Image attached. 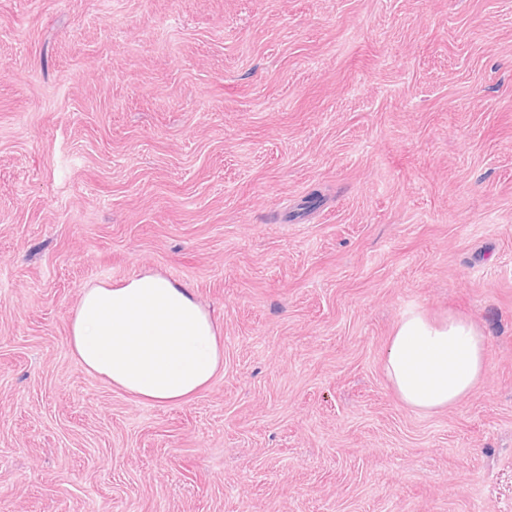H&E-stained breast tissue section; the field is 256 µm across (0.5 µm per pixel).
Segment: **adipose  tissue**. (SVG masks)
I'll return each instance as SVG.
<instances>
[{
  "mask_svg": "<svg viewBox=\"0 0 512 512\" xmlns=\"http://www.w3.org/2000/svg\"><path fill=\"white\" fill-rule=\"evenodd\" d=\"M68 347L88 373L146 404H179L224 366V344L191 291L154 271L83 288ZM399 400L422 413L458 405L486 377L485 338L469 320L406 310L383 355Z\"/></svg>",
  "mask_w": 512,
  "mask_h": 512,
  "instance_id": "ef3b65f1",
  "label": "adipose tissue"
}]
</instances>
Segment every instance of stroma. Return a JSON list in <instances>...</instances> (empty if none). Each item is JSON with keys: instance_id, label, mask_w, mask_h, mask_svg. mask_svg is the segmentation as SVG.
<instances>
[{"instance_id": "obj_1", "label": "stroma", "mask_w": 512, "mask_h": 512, "mask_svg": "<svg viewBox=\"0 0 512 512\" xmlns=\"http://www.w3.org/2000/svg\"><path fill=\"white\" fill-rule=\"evenodd\" d=\"M143 271L224 340L179 405L67 346ZM410 307L462 403L390 387ZM0 512H512V0H0ZM383 371L399 400L422 413L458 405L486 377L485 338L469 320H431L406 310L383 355Z\"/></svg>"}]
</instances>
